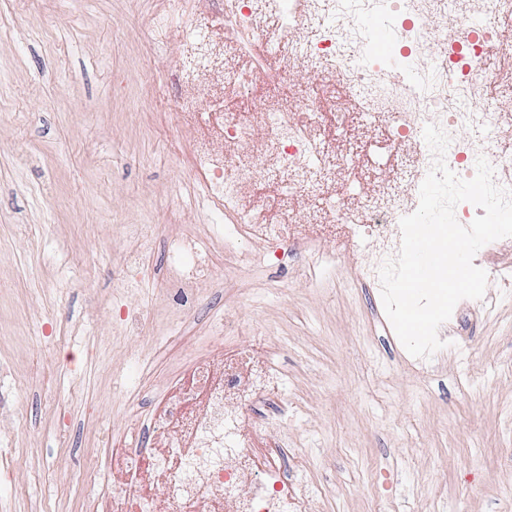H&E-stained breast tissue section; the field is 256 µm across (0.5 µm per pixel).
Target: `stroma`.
I'll list each match as a JSON object with an SVG mask.
<instances>
[{
    "mask_svg": "<svg viewBox=\"0 0 512 512\" xmlns=\"http://www.w3.org/2000/svg\"><path fill=\"white\" fill-rule=\"evenodd\" d=\"M161 13V0H0V512H97L85 462L104 457L103 427L122 433L190 357L221 359L227 318L287 349L301 413L265 436L297 449L324 512H512V294L497 288L512 246L483 265L495 308L461 300L424 360L359 287L364 256L342 238L316 239L313 273L255 262L271 249L258 240L251 259L228 252L192 197L200 130L173 83L197 53ZM352 113L326 140L323 181L375 194L410 161L372 172L360 146L385 123ZM173 238L207 241L215 263L186 327L158 278Z\"/></svg>",
    "mask_w": 512,
    "mask_h": 512,
    "instance_id": "35a3bbf8",
    "label": "stroma"
}]
</instances>
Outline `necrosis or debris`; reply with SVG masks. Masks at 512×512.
Returning a JSON list of instances; mask_svg holds the SVG:
<instances>
[{
	"instance_id": "4bbe7bcc",
	"label": "necrosis or debris",
	"mask_w": 512,
	"mask_h": 512,
	"mask_svg": "<svg viewBox=\"0 0 512 512\" xmlns=\"http://www.w3.org/2000/svg\"><path fill=\"white\" fill-rule=\"evenodd\" d=\"M212 2L221 28L217 35L199 25L194 0H167V16L180 24L190 42L212 53L231 46L246 54L259 44L280 61L274 68L260 61L251 70L224 61L207 69L186 64L174 76L187 116H194L200 97L211 99L194 164L202 176L200 201L221 219L215 234L236 251L251 239L275 244L274 259L284 265L301 255L313 237L339 230L365 252L364 284L379 287L378 270L397 255L399 222L417 209L414 188L432 164L424 126L441 127L451 139L448 167L461 178H472L479 148L461 132L497 130L504 117L501 104L477 106L486 83L483 63L490 45H499L506 59L512 57V46L502 43L499 29L488 24L466 41L450 39L448 22L463 16L455 0ZM366 16L391 32L400 48L397 59L364 53L372 38L361 24ZM269 17L277 19L276 27H266ZM436 17L442 18V26L433 25ZM295 64L339 74L364 112L385 119L391 144L412 154L410 190L364 198L357 208L345 200L310 215L304 224L288 223L279 211L260 203L253 189L257 166L319 190L324 154L318 132L328 123L344 125L348 118L342 97L328 85L293 106L277 97ZM225 88L261 103L260 112L247 120L225 111ZM255 120L268 129V139L259 147L252 135ZM195 250V242H172L167 270L169 292L190 319L203 311L193 296L197 271L183 260ZM224 334L247 335L248 343L226 351L217 366L195 358L189 371L123 431L103 463L112 474L103 493L104 512H315L322 493L301 477L296 450L259 437L270 419L296 407L266 336L234 320L225 321ZM158 483L170 487L163 509L149 492Z\"/></svg>"
}]
</instances>
